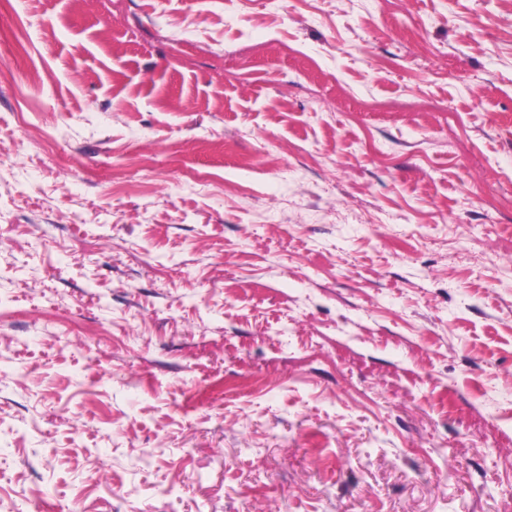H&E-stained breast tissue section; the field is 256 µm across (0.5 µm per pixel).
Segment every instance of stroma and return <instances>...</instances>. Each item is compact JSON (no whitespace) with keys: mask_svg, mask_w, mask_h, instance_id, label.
Returning a JSON list of instances; mask_svg holds the SVG:
<instances>
[{"mask_svg":"<svg viewBox=\"0 0 512 512\" xmlns=\"http://www.w3.org/2000/svg\"><path fill=\"white\" fill-rule=\"evenodd\" d=\"M512 512V0L0 7V512Z\"/></svg>","mask_w":512,"mask_h":512,"instance_id":"35a3bbf8","label":"stroma"}]
</instances>
